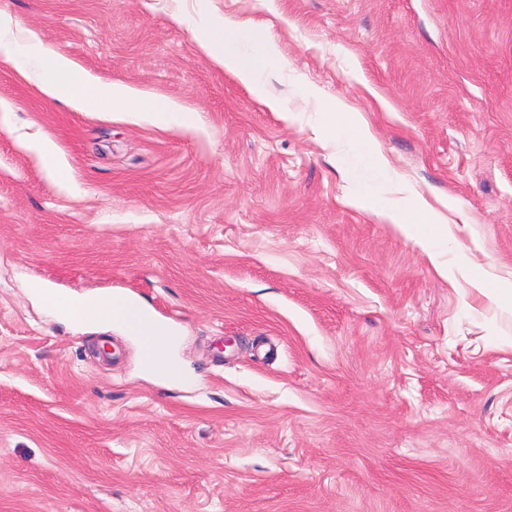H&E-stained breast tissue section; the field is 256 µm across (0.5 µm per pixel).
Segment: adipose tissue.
I'll return each mask as SVG.
<instances>
[{"label":"adipose tissue","instance_id":"adipose-tissue-1","mask_svg":"<svg viewBox=\"0 0 512 512\" xmlns=\"http://www.w3.org/2000/svg\"><path fill=\"white\" fill-rule=\"evenodd\" d=\"M203 46L226 71L234 74L258 98H265L266 68H282L280 47L268 29L227 19L210 22L201 29ZM0 46L11 47L14 68L44 96L70 102L83 112L145 113L162 126H194L196 113L174 103L135 93L130 87L102 82L71 59L33 40L18 42L10 22L0 19ZM318 126L335 142L339 159L346 166L350 201L396 225L414 240L436 268L444 260L452 233L447 217L431 208L423 196L395 172L373 137L361 113L342 102L320 112ZM32 291L54 309L60 320L76 326H116L135 336L154 335L156 325L130 297L91 293L62 295L36 282Z\"/></svg>","mask_w":512,"mask_h":512}]
</instances>
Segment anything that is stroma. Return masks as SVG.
I'll return each instance as SVG.
<instances>
[{"mask_svg":"<svg viewBox=\"0 0 512 512\" xmlns=\"http://www.w3.org/2000/svg\"><path fill=\"white\" fill-rule=\"evenodd\" d=\"M189 128L80 112L0 55V512H512V0H0ZM259 23L263 102L201 47ZM316 90L318 99L307 98ZM362 113L447 211L440 274L346 200L324 103ZM50 136L71 179L42 168ZM119 289L178 336L146 375L121 329L29 294ZM172 343L173 336L171 337V341L166 346L162 347V352L158 356L154 357V359L146 363L149 372L158 378L163 379H171L173 377L180 376L181 368L180 365L175 361L172 355Z\"/></svg>","mask_w":512,"mask_h":512,"instance_id":"1","label":"stroma"}]
</instances>
